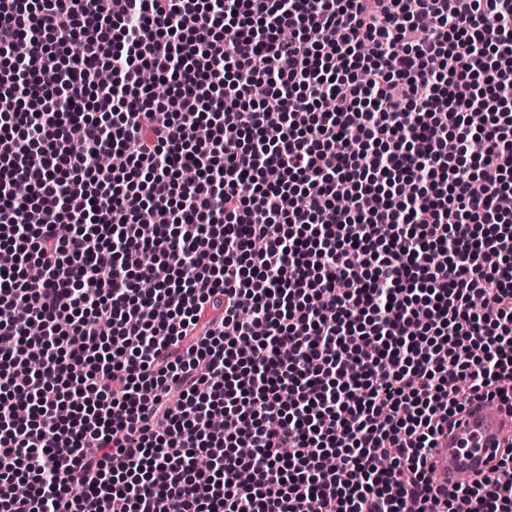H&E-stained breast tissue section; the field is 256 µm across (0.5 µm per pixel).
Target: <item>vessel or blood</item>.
Masks as SVG:
<instances>
[{
    "instance_id": "1",
    "label": "vessel or blood",
    "mask_w": 512,
    "mask_h": 512,
    "mask_svg": "<svg viewBox=\"0 0 512 512\" xmlns=\"http://www.w3.org/2000/svg\"><path fill=\"white\" fill-rule=\"evenodd\" d=\"M511 442V416L491 402L469 403L432 451L430 464L436 484L448 487L462 476L487 473L496 449Z\"/></svg>"
}]
</instances>
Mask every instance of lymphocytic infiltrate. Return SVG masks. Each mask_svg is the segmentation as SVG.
Listing matches in <instances>:
<instances>
[{"instance_id":"1","label":"lymphocytic infiltrate","mask_w":512,"mask_h":512,"mask_svg":"<svg viewBox=\"0 0 512 512\" xmlns=\"http://www.w3.org/2000/svg\"><path fill=\"white\" fill-rule=\"evenodd\" d=\"M510 190L512 0H0V512H512ZM512 437V421L497 404L473 401L455 417L432 450L430 465L438 486L448 488L463 475L485 474ZM497 451L495 457V449ZM489 461H491L489 463Z\"/></svg>"}]
</instances>
